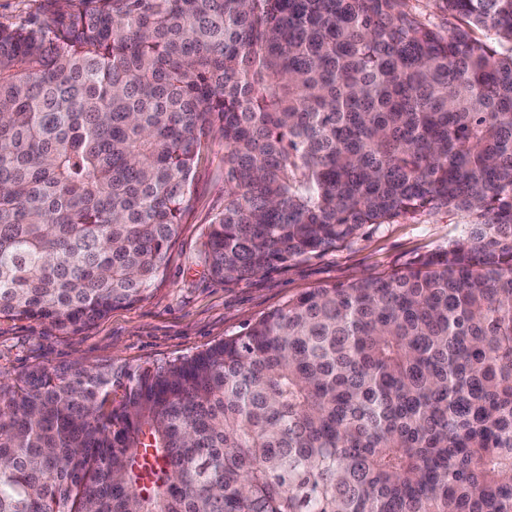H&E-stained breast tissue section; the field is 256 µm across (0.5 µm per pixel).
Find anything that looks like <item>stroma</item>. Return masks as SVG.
Listing matches in <instances>:
<instances>
[{
	"mask_svg": "<svg viewBox=\"0 0 512 512\" xmlns=\"http://www.w3.org/2000/svg\"><path fill=\"white\" fill-rule=\"evenodd\" d=\"M224 207V141L212 133L191 184V208L173 243L163 279L131 305L116 307L95 325L67 335L32 320L0 316V390L41 366L129 370L193 355L320 286L347 284L401 270L445 249L472 218L459 211L423 209L383 224L363 225L350 239L229 282L213 276L203 242Z\"/></svg>",
	"mask_w": 512,
	"mask_h": 512,
	"instance_id": "1",
	"label": "stroma"
}]
</instances>
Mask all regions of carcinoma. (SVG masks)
<instances>
[{
    "mask_svg": "<svg viewBox=\"0 0 512 512\" xmlns=\"http://www.w3.org/2000/svg\"><path fill=\"white\" fill-rule=\"evenodd\" d=\"M402 2L0 24V316L67 334L143 299L214 128L221 279L424 207L474 217L165 366L27 372L0 394V512H512V0H444L467 23L446 35Z\"/></svg>",
    "mask_w": 512,
    "mask_h": 512,
    "instance_id": "obj_1",
    "label": "carcinoma"
}]
</instances>
